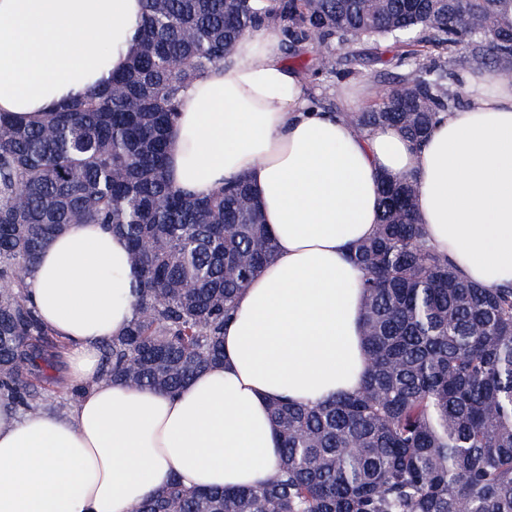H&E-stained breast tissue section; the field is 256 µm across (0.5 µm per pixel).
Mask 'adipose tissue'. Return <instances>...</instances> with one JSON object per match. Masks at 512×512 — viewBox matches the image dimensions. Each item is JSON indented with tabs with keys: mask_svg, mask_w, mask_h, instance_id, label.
<instances>
[{
	"mask_svg": "<svg viewBox=\"0 0 512 512\" xmlns=\"http://www.w3.org/2000/svg\"><path fill=\"white\" fill-rule=\"evenodd\" d=\"M143 0H0V117L30 123L128 62ZM271 29L246 35L183 92L167 173L202 195L248 177L277 243L240 294L224 359L177 394L92 383L103 342L134 309L126 240L100 224L58 233L25 279L86 389L65 414L0 400V512H131L150 493L249 486L279 448L272 400L315 404L357 390L363 271L349 247L378 222L380 178L412 176L426 240L469 281L512 284V79L465 76V106L414 145L391 125L360 130L312 106Z\"/></svg>",
	"mask_w": 512,
	"mask_h": 512,
	"instance_id": "obj_1",
	"label": "adipose tissue"
}]
</instances>
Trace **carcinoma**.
<instances>
[{"label": "carcinoma", "mask_w": 512, "mask_h": 512, "mask_svg": "<svg viewBox=\"0 0 512 512\" xmlns=\"http://www.w3.org/2000/svg\"><path fill=\"white\" fill-rule=\"evenodd\" d=\"M495 24L485 25L487 17ZM293 57L323 42L394 49L405 73L358 128L422 143L460 104L476 61L512 64V0H144L126 69L42 121L0 120V399L46 409L63 346L24 293L39 253L70 224L125 237L136 272L126 330L102 346L100 381L174 394L224 358L238 294L275 256L248 180L199 197L166 173L181 92L264 28ZM461 45L474 55L455 54ZM364 272L368 366L360 389L269 407L280 452L256 486L173 482L132 512H512V286L463 279L427 245L411 178H385Z\"/></svg>", "instance_id": "obj_1"}]
</instances>
